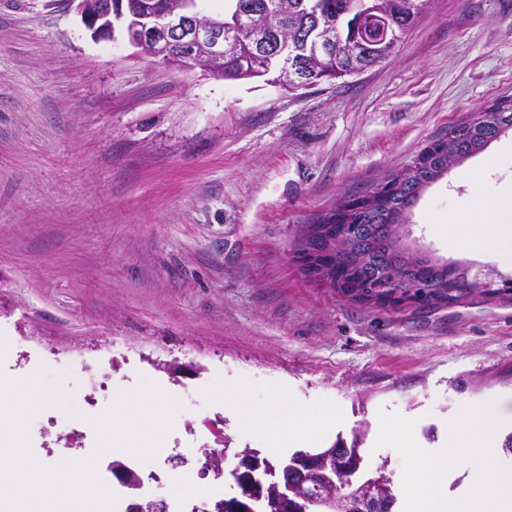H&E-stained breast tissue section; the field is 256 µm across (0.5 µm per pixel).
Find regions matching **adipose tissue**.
<instances>
[{
  "label": "adipose tissue",
  "mask_w": 512,
  "mask_h": 512,
  "mask_svg": "<svg viewBox=\"0 0 512 512\" xmlns=\"http://www.w3.org/2000/svg\"><path fill=\"white\" fill-rule=\"evenodd\" d=\"M467 245L476 253L512 259V192L498 196L489 213L473 218ZM321 419L319 412L281 397L264 414L261 425L271 438L270 451L279 453L297 444H316L323 431Z\"/></svg>",
  "instance_id": "1"
}]
</instances>
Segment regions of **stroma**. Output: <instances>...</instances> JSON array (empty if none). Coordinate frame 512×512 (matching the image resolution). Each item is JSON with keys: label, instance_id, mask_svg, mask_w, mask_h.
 Instances as JSON below:
<instances>
[{"label": "stroma", "instance_id": "stroma-1", "mask_svg": "<svg viewBox=\"0 0 512 512\" xmlns=\"http://www.w3.org/2000/svg\"><path fill=\"white\" fill-rule=\"evenodd\" d=\"M510 99L512 0H434L384 63L295 92L93 37L69 0H0V375L62 394L31 418V453L77 457L41 428L81 416L93 374L176 399L168 439L218 429L262 452L255 422L285 393L325 414L321 445L359 439L402 490L379 411L425 446L462 408L512 403V294L381 308L309 281L294 252L340 198ZM511 189L512 131L426 188L409 238L512 276L465 238Z\"/></svg>", "mask_w": 512, "mask_h": 512}]
</instances>
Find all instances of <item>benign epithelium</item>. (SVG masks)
Returning <instances> with one entry per match:
<instances>
[{"label":"benign epithelium","mask_w":512,"mask_h":512,"mask_svg":"<svg viewBox=\"0 0 512 512\" xmlns=\"http://www.w3.org/2000/svg\"><path fill=\"white\" fill-rule=\"evenodd\" d=\"M77 13L95 37L112 33L120 24L128 43L151 57L165 61L179 60L189 69L201 67L217 76H224V31L234 33L250 54L257 58L267 56L275 60L270 73L272 83H291L299 90L313 84L309 76L312 64L326 54L335 43V30L321 18L315 19L313 31L299 41L288 38V19L277 26L260 21L254 14L236 13L219 19L196 12L194 0H170L159 6L155 0H70ZM403 176L388 179L380 186L371 187L366 193L341 199L347 208L378 210L386 197L397 193ZM350 224L336 223V210L328 213V223L317 225L311 240L298 248L296 260L306 276L329 286L324 276L327 267L336 265L334 244H341L350 237ZM346 276L352 279V289L343 293L348 299L361 303L382 300L388 306L415 305L418 297L431 290V284L412 279L405 294L393 291V279L368 278L359 265L344 266ZM471 290L480 292H512V277L503 276L490 269L482 278L470 280ZM360 448L357 443L340 440L327 448H315L297 455L285 468L278 480L269 479V464L256 461L253 470L240 474L235 471L232 479L237 493L222 505L225 512H249L253 506L273 498L279 490L292 493L306 501L310 485L307 478L332 466L336 472L338 490L356 487L359 477ZM395 501L393 491L359 504L360 512H391Z\"/></svg>","instance_id":"benign-epithelium-1"}]
</instances>
